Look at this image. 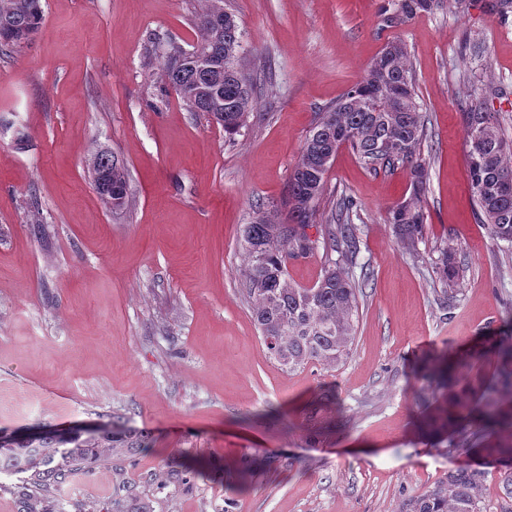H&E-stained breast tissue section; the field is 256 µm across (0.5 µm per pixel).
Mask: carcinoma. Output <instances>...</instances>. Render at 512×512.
<instances>
[{"label":"carcinoma","mask_w":512,"mask_h":512,"mask_svg":"<svg viewBox=\"0 0 512 512\" xmlns=\"http://www.w3.org/2000/svg\"><path fill=\"white\" fill-rule=\"evenodd\" d=\"M196 42L209 53L206 69L190 60L175 41L161 52L162 79L192 112H201L235 139L257 108L254 83L240 53L235 14L222 0H199ZM438 0H398L397 16L405 21L429 13ZM44 22L42 0H0V52L28 44ZM470 191L481 223L492 236L512 241V139L484 96L465 95ZM425 125L417 102L415 79L406 43L394 39L371 60L362 78L319 116L302 144L288 184V217L278 210H258L243 229L245 293L252 318L267 352L290 370L317 363L334 368L349 355L355 340L352 319L359 290L344 270L330 266L316 286L302 288L288 279V259L312 250L306 228L314 222L331 163L323 162L349 148L369 170L409 169L410 186L388 210L403 244L415 246L426 223L424 197L428 170L421 157ZM96 174L112 175V188L129 206L128 175L115 157L98 152ZM332 248L347 256L357 249L351 224H327ZM487 427L512 428V414L487 397ZM148 447L143 435L106 423L97 428L66 430L57 438L0 443V472L19 475L14 494L19 512H46L44 503L73 476L95 466L112 469V496L106 512H150L122 478L124 462ZM500 469L503 497L500 512H512V448ZM485 472L468 466L448 470L435 487L411 497L401 512H482L480 493Z\"/></svg>","instance_id":"1"}]
</instances>
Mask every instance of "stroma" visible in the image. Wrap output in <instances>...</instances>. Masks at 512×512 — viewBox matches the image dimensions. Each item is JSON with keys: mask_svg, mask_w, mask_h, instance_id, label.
Listing matches in <instances>:
<instances>
[{"mask_svg": "<svg viewBox=\"0 0 512 512\" xmlns=\"http://www.w3.org/2000/svg\"><path fill=\"white\" fill-rule=\"evenodd\" d=\"M396 2L225 0L258 100L230 144L160 78L156 41L193 44L197 0H43L32 43L0 54L1 430L112 422L146 435L124 478L153 512H397L456 466L485 471L481 504L499 512L512 433L474 417L512 372L500 353L512 242L477 218L461 101L490 91L512 135V17L440 0L400 23ZM396 38L427 126V222L404 248L386 216L407 170L338 151L316 247L287 270L309 288L339 262L360 290L356 337L338 367L291 371L269 357L242 294V228L285 209L318 113ZM100 150L127 168L125 210L94 188L86 161ZM338 223L356 229L353 255L319 237ZM444 365L447 385L425 380ZM111 491L97 467L46 508L101 512Z\"/></svg>", "mask_w": 512, "mask_h": 512, "instance_id": "stroma-1", "label": "stroma"}]
</instances>
